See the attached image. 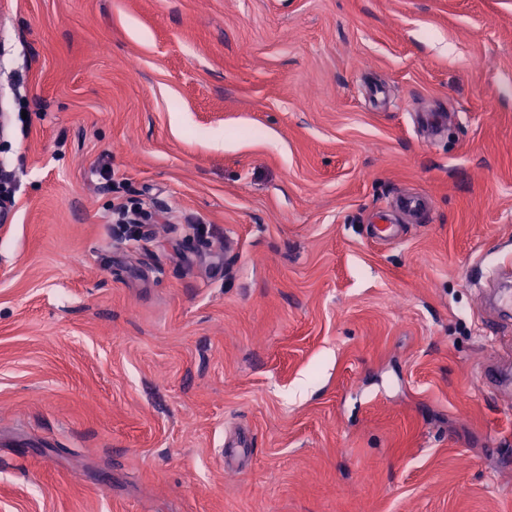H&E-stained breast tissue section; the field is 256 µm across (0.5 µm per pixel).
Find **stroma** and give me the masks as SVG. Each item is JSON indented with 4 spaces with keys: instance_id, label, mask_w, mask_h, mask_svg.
Returning <instances> with one entry per match:
<instances>
[{
    "instance_id": "obj_1",
    "label": "stroma",
    "mask_w": 512,
    "mask_h": 512,
    "mask_svg": "<svg viewBox=\"0 0 512 512\" xmlns=\"http://www.w3.org/2000/svg\"><path fill=\"white\" fill-rule=\"evenodd\" d=\"M0 110V512H512V0H0ZM431 208V201L425 194L419 193H400L391 202L388 213L384 214L381 219L386 223L389 222L390 210H396L410 219H419Z\"/></svg>"
}]
</instances>
